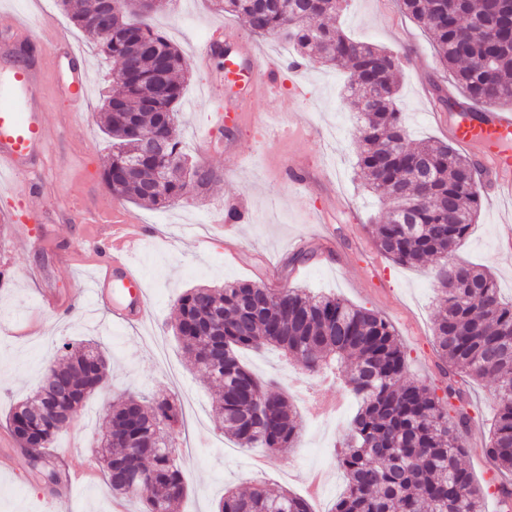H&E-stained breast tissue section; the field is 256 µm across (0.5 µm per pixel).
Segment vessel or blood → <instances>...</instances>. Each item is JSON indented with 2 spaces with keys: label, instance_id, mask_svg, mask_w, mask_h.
Returning <instances> with one entry per match:
<instances>
[{
  "label": "vessel or blood",
  "instance_id": "obj_1",
  "mask_svg": "<svg viewBox=\"0 0 512 512\" xmlns=\"http://www.w3.org/2000/svg\"><path fill=\"white\" fill-rule=\"evenodd\" d=\"M33 48L21 56H0V171L15 180V191L30 195L49 151L47 104L40 84L46 56L56 55L65 37L43 30L32 37ZM282 70L273 57H260L247 83L246 95L259 103ZM450 136L476 150L483 174L493 185V196L512 197V113L489 112L484 119L456 114L448 123ZM132 237L117 238L105 228L96 245L98 271L93 303L104 308L113 324L130 326L149 314L146 290L131 264Z\"/></svg>",
  "mask_w": 512,
  "mask_h": 512
}]
</instances>
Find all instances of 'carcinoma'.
Returning a JSON list of instances; mask_svg holds the SVG:
<instances>
[{"label":"carcinoma","instance_id":"carcinoma-1","mask_svg":"<svg viewBox=\"0 0 512 512\" xmlns=\"http://www.w3.org/2000/svg\"><path fill=\"white\" fill-rule=\"evenodd\" d=\"M112 2V28L92 22L97 0H62L99 53L112 60L104 100L103 134L110 143L104 181L134 203L163 207L183 197L186 154L176 135L187 62L151 23ZM346 0H213L241 18L257 36L283 35L302 62L316 59L349 71V104L360 114L357 167L366 186L381 194L388 218L374 225L378 250L397 264L433 259L442 293L434 342L442 385L407 377V352L392 324L378 313L335 296L299 288H257L248 282L198 286L175 301L174 334L187 358L219 388L215 412L224 437L242 447L261 444L273 454L300 442L303 420L285 393L265 390L241 362L240 352L280 348L303 373L323 375L335 366L357 412L341 442L337 465L346 478L328 512H484L483 492L459 462L461 434L471 423L457 376L495 381L498 415L486 454L500 474L512 475V300L499 294L484 268L456 251L482 207L474 160L452 143L410 138L395 98L401 58L348 36L337 19ZM432 38L443 73L472 106L512 105V0H400ZM497 19L495 35L476 33L485 17ZM490 58L485 69L482 61ZM160 139L159 155L139 153L141 137ZM469 285L453 288L448 267ZM63 363L46 370L36 394L19 403L7 423L37 476L51 473L47 448L66 425L54 424L108 384L109 358L89 341L64 343ZM136 412L112 403L109 423L126 438L103 441L100 462L112 492L142 501V512H171L186 487L172 458L169 433L182 418L174 400L133 396ZM51 407L33 422L30 414ZM144 468L139 487L121 480ZM218 512H311L288 490L255 485L245 493L224 490Z\"/></svg>","mask_w":512,"mask_h":512}]
</instances>
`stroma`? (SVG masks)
Segmentation results:
<instances>
[{
    "label": "stroma",
    "instance_id": "obj_1",
    "mask_svg": "<svg viewBox=\"0 0 512 512\" xmlns=\"http://www.w3.org/2000/svg\"><path fill=\"white\" fill-rule=\"evenodd\" d=\"M30 18L67 35L80 46L89 84L85 102L71 107L57 95L63 67L45 64L41 93L47 102L52 142L39 171V184L23 199L0 190V211L24 214L36 209L39 223H0V443L13 456L9 472H0V512H47L51 486L36 476L6 420L14 403L31 396L63 341L91 339L112 361L109 388L91 397L73 416L50 449L59 464L79 468L72 512H141L138 501L113 495L97 455L99 432L114 399L130 392L189 399L192 415L176 433L175 458L187 494L175 512H214L225 488L250 486L254 459L266 460L262 482L303 493L312 465L325 467L330 479L313 512H328L345 480L336 467L335 443L356 412L336 384L301 374L296 363L276 348L248 353L244 361L265 381L281 382L295 392V405L308 399L345 398L342 414L331 420L304 417L299 448L272 455L261 447L226 452L216 437L212 410L217 387L188 362L171 324L174 303L186 289L220 286L224 281L263 283L274 288H305L337 294L386 317L408 353L414 380L440 381L433 323L441 294L434 264L403 266L381 255L371 224L384 220L387 209L378 195L364 190L355 173L357 115L345 100L347 72L310 62L284 70L279 84L260 103L261 113L247 122L230 116L213 128L217 108H234L239 97L224 89V61L212 59L201 69L192 54L212 26L223 25L228 46L249 37L237 18L214 10L211 0H165L153 22L190 59L189 81L180 103L179 138L193 164L215 171L201 190H190L163 208L117 200L103 181L109 151L100 132V92L109 80L110 64L70 19L60 0H0V29L14 18ZM341 25L350 37L406 57L398 76L397 106L411 138L447 140V117H434L433 83L442 69L423 29L388 0H348ZM251 37V36H250ZM302 82L307 96L295 99L292 87ZM305 164L309 193L294 187L284 164ZM341 195L346 205L330 213L327 196ZM234 206L244 219L222 222L221 212ZM92 212L91 223H74L68 211ZM119 219L152 227L153 234L132 254L146 288L150 317L138 327H116L90 301V278L102 225ZM32 236L29 248H5L15 233ZM512 199H485L479 218L457 253L487 268L503 296L512 297ZM62 301L58 313L41 304L40 288ZM473 421L461 436L463 462L485 490V512H502L491 479L485 448L497 413L490 380L467 381Z\"/></svg>",
    "mask_w": 512,
    "mask_h": 512
}]
</instances>
